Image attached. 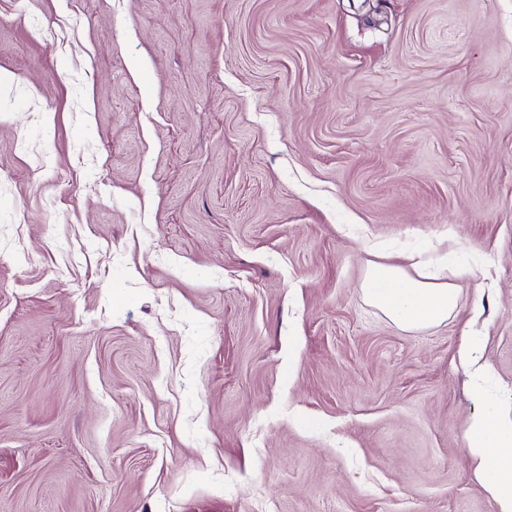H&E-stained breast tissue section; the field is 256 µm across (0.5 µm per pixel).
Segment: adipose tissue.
<instances>
[{
	"label": "adipose tissue",
	"mask_w": 512,
	"mask_h": 512,
	"mask_svg": "<svg viewBox=\"0 0 512 512\" xmlns=\"http://www.w3.org/2000/svg\"><path fill=\"white\" fill-rule=\"evenodd\" d=\"M370 277L381 276L386 287H366L369 302L394 323L421 328L442 323L456 310L458 290L443 264L426 265L410 276L398 265H378ZM467 452L473 471L497 505L512 512V408L487 403L467 429Z\"/></svg>",
	"instance_id": "obj_1"
}]
</instances>
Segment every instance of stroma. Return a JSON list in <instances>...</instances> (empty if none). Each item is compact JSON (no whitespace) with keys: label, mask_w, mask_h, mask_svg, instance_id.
Wrapping results in <instances>:
<instances>
[{"label":"stroma","mask_w":512,"mask_h":512,"mask_svg":"<svg viewBox=\"0 0 512 512\" xmlns=\"http://www.w3.org/2000/svg\"><path fill=\"white\" fill-rule=\"evenodd\" d=\"M471 325L511 407L512 0H0V512H497ZM447 269L445 264L426 265L413 277L401 266L377 265L368 274L365 294L372 305L398 325L421 328L440 324L458 305V288L447 281ZM384 279L386 288L372 287L374 280L375 286L382 287Z\"/></svg>","instance_id":"1"}]
</instances>
